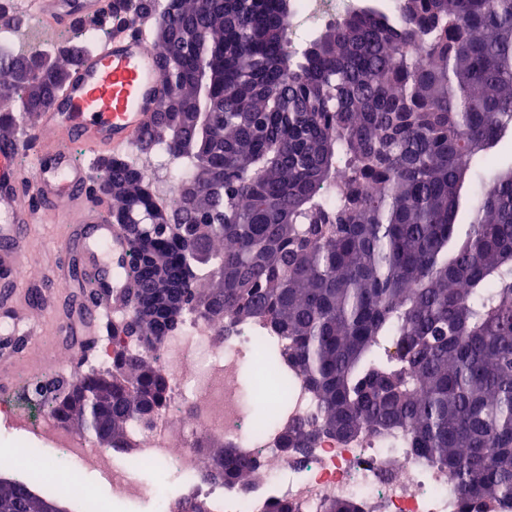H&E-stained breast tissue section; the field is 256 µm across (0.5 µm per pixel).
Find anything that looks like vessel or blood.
<instances>
[{
    "label": "vessel or blood",
    "mask_w": 512,
    "mask_h": 512,
    "mask_svg": "<svg viewBox=\"0 0 512 512\" xmlns=\"http://www.w3.org/2000/svg\"><path fill=\"white\" fill-rule=\"evenodd\" d=\"M46 23L60 27L78 17H94L103 0H38ZM162 88L157 54L140 37L115 35L87 53L64 91L59 110L39 113L34 129L36 163L22 169L18 158L29 143L0 137V305L12 302L23 273L45 266L49 278L64 281L60 266L46 265L29 244L32 225L58 219L67 226L63 243L84 259L92 293L68 313L69 333L92 336L105 317L127 312L126 284L112 275L127 260L130 244L107 209L88 200L89 175L73 162L70 142L99 154L131 145L153 120Z\"/></svg>",
    "instance_id": "b4317fda"
}]
</instances>
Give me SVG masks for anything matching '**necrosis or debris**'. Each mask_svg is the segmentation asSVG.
<instances>
[{
	"instance_id": "necrosis-or-debris-1",
	"label": "necrosis or debris",
	"mask_w": 512,
	"mask_h": 512,
	"mask_svg": "<svg viewBox=\"0 0 512 512\" xmlns=\"http://www.w3.org/2000/svg\"><path fill=\"white\" fill-rule=\"evenodd\" d=\"M270 329L242 322L218 334L213 323L190 320L163 340L161 369L171 403L151 420L130 424L126 450L90 448L84 434L52 413L31 417L0 400V420L38 449L43 494L76 485L82 474H96L119 500L142 505L145 512H172L175 503L206 500L213 512H263L274 500L293 512H323L334 499L358 503L362 512H458V492L444 467L407 448L404 437L364 434L351 443L323 438L312 453L282 455L279 436L290 421L312 416L316 402L306 381L288 376L287 404L263 431L251 423L245 392L267 395L270 381L261 369ZM250 361L248 390L239 384L240 365ZM230 444L242 457L257 461V478L247 486L206 478L204 445ZM178 475L164 487L145 485L144 469Z\"/></svg>"
}]
</instances>
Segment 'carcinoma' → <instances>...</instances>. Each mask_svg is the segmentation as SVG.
<instances>
[{
    "mask_svg": "<svg viewBox=\"0 0 512 512\" xmlns=\"http://www.w3.org/2000/svg\"><path fill=\"white\" fill-rule=\"evenodd\" d=\"M167 92L138 137L190 172L167 210L131 158L96 168L112 223L140 225L121 268L128 316L112 370L39 405L122 448L159 408L162 337L193 315L262 322L280 391L291 362L317 403L283 454L324 435L404 434L448 469L461 512L512 494V0H395L294 42L288 0H149ZM139 0L73 22L57 69L15 77L35 49L0 55V136L59 99L85 34L137 30ZM377 190L365 192V185ZM211 475L247 484L236 449H205ZM62 494L0 476V512H47Z\"/></svg>",
    "mask_w": 512,
    "mask_h": 512,
    "instance_id": "cac0c4a2",
    "label": "carcinoma"
}]
</instances>
